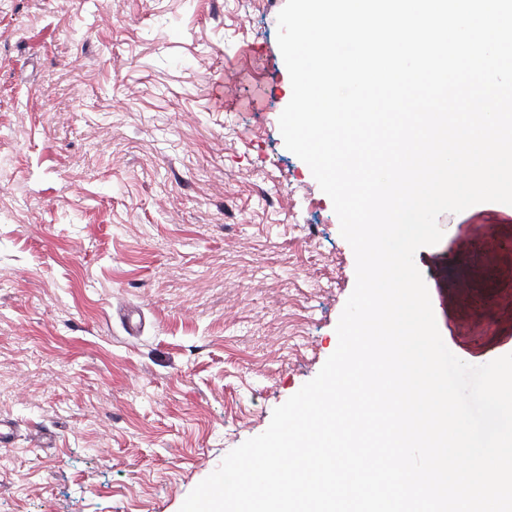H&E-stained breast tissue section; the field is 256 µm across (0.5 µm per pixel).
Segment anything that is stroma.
<instances>
[{
  "label": "stroma",
  "instance_id": "obj_1",
  "mask_svg": "<svg viewBox=\"0 0 512 512\" xmlns=\"http://www.w3.org/2000/svg\"><path fill=\"white\" fill-rule=\"evenodd\" d=\"M285 3L0 0V512H179L335 351L355 257L280 133ZM438 224L441 336L512 353V213Z\"/></svg>",
  "mask_w": 512,
  "mask_h": 512
}]
</instances>
